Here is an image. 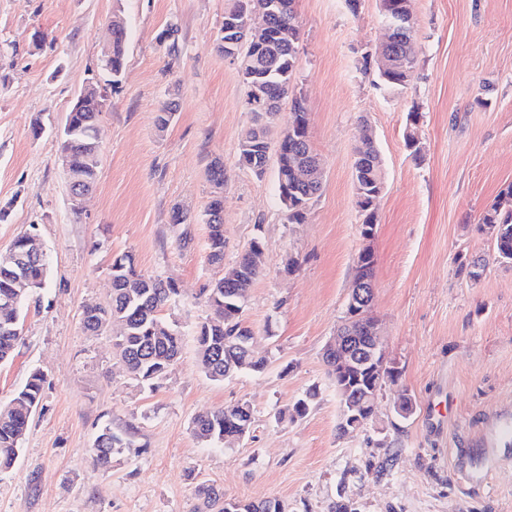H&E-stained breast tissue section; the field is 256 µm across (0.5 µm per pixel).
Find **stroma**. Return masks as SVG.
I'll return each instance as SVG.
<instances>
[{
    "mask_svg": "<svg viewBox=\"0 0 512 512\" xmlns=\"http://www.w3.org/2000/svg\"><path fill=\"white\" fill-rule=\"evenodd\" d=\"M296 88L324 168L305 223H289L275 166L255 176L237 162L251 115L234 67L217 49L224 0H0V252L35 234L50 259L46 288L22 321L23 341L0 366V403L30 371L47 376L16 468L0 475V512H196L202 484L242 501L278 499L288 512H512V263L492 260L481 218L512 184V0H414L415 78L376 86L363 56L385 29L378 0H296ZM127 28L125 67H101L110 21ZM175 29L178 53L163 34ZM45 36L30 47L34 32ZM104 90L97 185L74 213L59 155L66 107L88 82ZM178 110L167 129L157 117ZM423 147L404 142L410 111ZM44 131L33 137L30 122ZM372 126L385 171L375 202L372 315L397 382L372 418L341 434L340 404L323 348L346 310L363 215L354 147ZM224 164V264L208 261L205 210L212 162ZM186 221H172L174 209ZM266 263L244 319L263 372L217 383L202 371L194 329L203 290L253 238ZM180 291L167 319L181 354L163 385L136 387L112 338L82 325L86 305L111 294L113 255ZM491 263L480 280L459 256ZM308 414L279 421L309 389ZM416 403L400 418L401 394ZM249 403L241 441L208 446L191 434L200 414ZM131 447L104 472L93 461L103 427Z\"/></svg>",
    "mask_w": 512,
    "mask_h": 512,
    "instance_id": "35a3bbf8",
    "label": "stroma"
}]
</instances>
